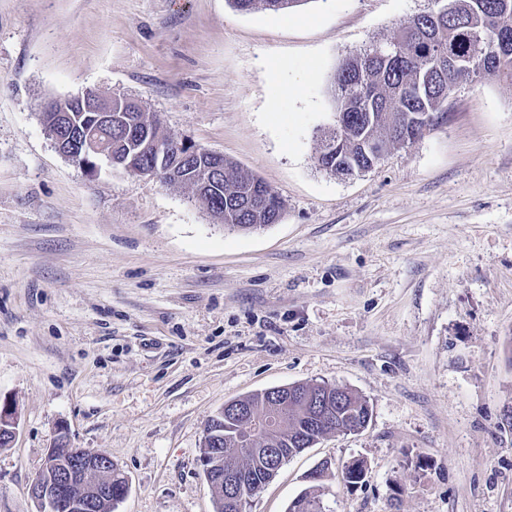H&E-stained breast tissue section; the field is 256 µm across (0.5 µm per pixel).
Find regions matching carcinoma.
<instances>
[{"instance_id": "1", "label": "carcinoma", "mask_w": 512, "mask_h": 512, "mask_svg": "<svg viewBox=\"0 0 512 512\" xmlns=\"http://www.w3.org/2000/svg\"><path fill=\"white\" fill-rule=\"evenodd\" d=\"M512 0H452L453 11L444 19V33L436 38V26L420 14L399 32L369 49L346 59L334 78L336 111L342 119L320 139L319 165L337 175L352 160L365 158L364 148L371 142L386 154L412 145L421 136L416 124L432 116L446 119L445 104L456 86L470 80V72L448 68V58L473 59L483 65L482 75L512 80V8L503 7ZM241 12L257 5L278 12L294 8L307 0H231ZM486 28L503 34V43L491 47L482 40ZM131 114L149 115L131 102L112 113V124H123ZM206 164L204 158L187 159L179 173V185L191 190L198 184ZM197 200L209 211L223 213L224 227L251 230L277 223L283 202L261 178L245 174L230 159H224V183L208 189ZM313 393L329 396V425L313 432L306 419L308 407L298 401L288 419L277 431L269 433L262 425L265 408L260 393L237 399L254 408L253 425L243 426L236 418L219 410L206 424V432L219 437L224 448V473L238 478L235 499L223 500V487L211 485L218 494V512H240L248 500L261 492L272 477L268 465L256 454L258 448H284L289 459L330 434H350L369 423L372 410L368 401L348 387L326 383H309ZM366 468L360 459L345 467L344 483L354 488L364 481ZM287 512H328L315 490H306L288 506Z\"/></svg>"}]
</instances>
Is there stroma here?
I'll return each instance as SVG.
<instances>
[{
    "instance_id": "stroma-1",
    "label": "stroma",
    "mask_w": 512,
    "mask_h": 512,
    "mask_svg": "<svg viewBox=\"0 0 512 512\" xmlns=\"http://www.w3.org/2000/svg\"><path fill=\"white\" fill-rule=\"evenodd\" d=\"M430 7L0 0V403L18 412L0 512H38L61 430L126 477L114 512H214L207 420L306 382L358 392L371 420L284 462L246 512L313 486L330 512H512V82L459 86L362 175L318 164L339 65ZM89 90L261 177L280 222L230 231L185 188L62 156L41 106ZM234 7L241 12H249L258 4L264 9L278 12L290 8H294L307 2V0H231Z\"/></svg>"
}]
</instances>
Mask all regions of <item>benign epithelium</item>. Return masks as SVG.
<instances>
[{"mask_svg":"<svg viewBox=\"0 0 512 512\" xmlns=\"http://www.w3.org/2000/svg\"><path fill=\"white\" fill-rule=\"evenodd\" d=\"M40 120L53 130L54 146L71 160L83 159V167L95 171L98 162L104 161L113 168L143 175L153 171L143 170L136 165L138 155L127 154L123 160L113 159L112 149L100 140L101 130L112 125V101H103L88 94L68 100L67 106L45 105L40 112ZM124 132L134 141L140 151L151 150L157 157V168L168 174L177 175L176 166L168 163L171 152L161 144V138L153 134L140 121L125 118ZM300 397L292 392L285 396L273 392L270 395L269 413L276 422H281V415L288 400ZM18 426V415L14 408L0 407V435L6 440H13ZM61 440H56L49 448L42 472L30 487L31 496L40 506L39 512H97L98 504L112 499V459L96 450L88 448L71 449L72 458L63 465L56 458V448ZM203 472L212 474L216 482H227L228 489H235L233 480H224V475L214 472L224 466V458L217 452L213 456L200 460Z\"/></svg>","mask_w":512,"mask_h":512,"instance_id":"obj_1","label":"benign epithelium"}]
</instances>
